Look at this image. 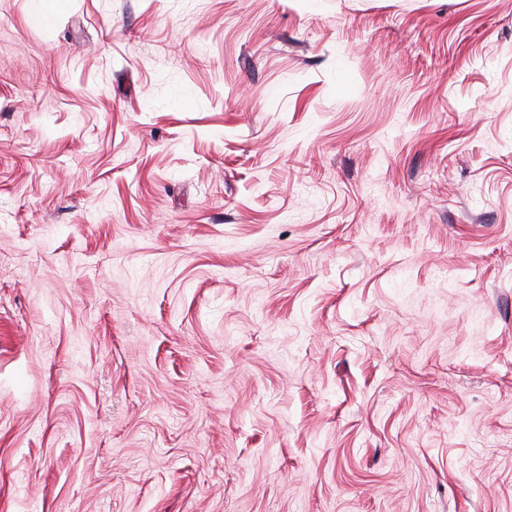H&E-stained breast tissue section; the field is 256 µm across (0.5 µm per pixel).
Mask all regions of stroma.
<instances>
[{
	"instance_id": "1",
	"label": "stroma",
	"mask_w": 512,
	"mask_h": 512,
	"mask_svg": "<svg viewBox=\"0 0 512 512\" xmlns=\"http://www.w3.org/2000/svg\"><path fill=\"white\" fill-rule=\"evenodd\" d=\"M49 2L0 512H512V0Z\"/></svg>"
}]
</instances>
